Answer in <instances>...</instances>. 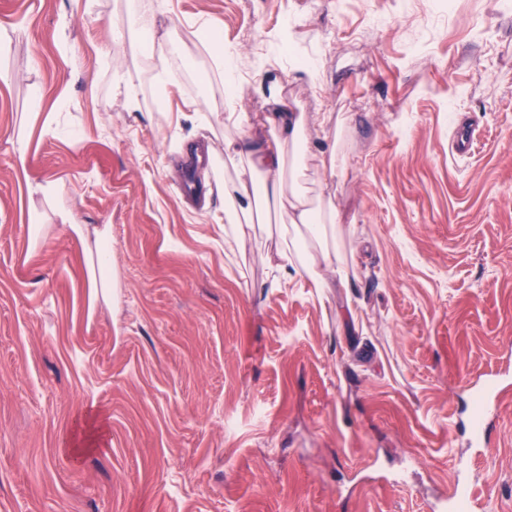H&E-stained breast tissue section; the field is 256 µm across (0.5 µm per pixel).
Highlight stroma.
Here are the masks:
<instances>
[{
	"mask_svg": "<svg viewBox=\"0 0 512 512\" xmlns=\"http://www.w3.org/2000/svg\"><path fill=\"white\" fill-rule=\"evenodd\" d=\"M133 7L149 31L113 44ZM0 23V512H448L459 476L512 512V10L0 0ZM185 59L206 92L159 98L155 74ZM273 86L327 115L304 178L290 161L283 177L333 193L346 282L274 281L278 249L318 251L276 209L259 228L214 221L236 178L224 141L244 133L226 116L268 137ZM50 115L68 136L44 135ZM466 115L480 131L460 157ZM186 142L209 148L196 205L174 163ZM98 230L104 294L79 241ZM494 373L479 446L466 408Z\"/></svg>",
	"mask_w": 512,
	"mask_h": 512,
	"instance_id": "obj_1",
	"label": "stroma"
}]
</instances>
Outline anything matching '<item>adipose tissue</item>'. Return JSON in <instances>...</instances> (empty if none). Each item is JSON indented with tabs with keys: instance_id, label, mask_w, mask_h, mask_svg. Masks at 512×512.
Masks as SVG:
<instances>
[{
	"instance_id": "ef3b65f1",
	"label": "adipose tissue",
	"mask_w": 512,
	"mask_h": 512,
	"mask_svg": "<svg viewBox=\"0 0 512 512\" xmlns=\"http://www.w3.org/2000/svg\"><path fill=\"white\" fill-rule=\"evenodd\" d=\"M273 112L266 121L271 135L265 139L253 137L231 140L225 143L224 152L228 159L245 158L246 165L239 171L237 181L224 185L227 204L224 208V220L229 224H238L251 218L250 209L235 206L234 201L248 192V184L255 177H263L265 192L271 193L280 204L288 224L293 229L310 227L318 219H326L335 213L332 198L321 199L318 206H311L305 193L298 185H289L282 173L287 147H300L303 133L307 128L304 113L287 110L279 96H272ZM318 254L301 259H293L287 251L278 252L272 266L280 275L296 271L304 279L314 283L315 287H326L325 271L336 268V249L330 246L326 237L318 239Z\"/></svg>"
}]
</instances>
